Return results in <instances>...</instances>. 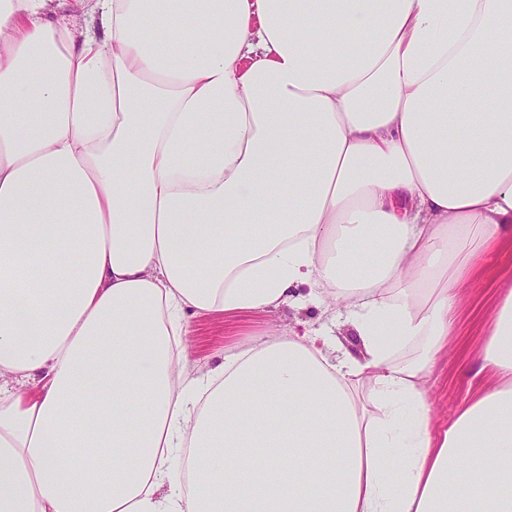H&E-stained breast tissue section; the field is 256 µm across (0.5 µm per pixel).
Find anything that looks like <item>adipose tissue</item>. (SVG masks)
Instances as JSON below:
<instances>
[{
	"label": "adipose tissue",
	"instance_id": "1",
	"mask_svg": "<svg viewBox=\"0 0 512 512\" xmlns=\"http://www.w3.org/2000/svg\"><path fill=\"white\" fill-rule=\"evenodd\" d=\"M507 244L512 0H0V512H512V291L425 387ZM299 283L358 351L184 377ZM490 275L475 285H464L463 299L456 311L457 336L450 341L451 358L442 357L431 368L426 385L436 422L449 421L459 405L494 384L491 374L474 376L472 359L486 341L496 304L501 294L512 289V249L486 253L477 263Z\"/></svg>",
	"mask_w": 512,
	"mask_h": 512
}]
</instances>
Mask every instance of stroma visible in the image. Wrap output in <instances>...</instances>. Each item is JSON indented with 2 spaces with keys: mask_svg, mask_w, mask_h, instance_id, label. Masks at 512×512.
Returning <instances> with one entry per match:
<instances>
[{
  "mask_svg": "<svg viewBox=\"0 0 512 512\" xmlns=\"http://www.w3.org/2000/svg\"><path fill=\"white\" fill-rule=\"evenodd\" d=\"M479 264L488 269L489 275L477 285H464L455 317L457 334L449 344L450 356L436 361L426 378L433 416L439 423L450 420L466 398L494 383L491 374L475 375L472 359L486 341L485 332L500 295L512 289V249L485 254ZM298 319L316 327L330 326L345 345L356 341L349 326L333 324L329 310L311 303L249 315H200L192 321L191 355L185 371L197 375L203 367L221 364L225 355L242 346L270 336L286 335Z\"/></svg>",
  "mask_w": 512,
  "mask_h": 512,
  "instance_id": "obj_1",
  "label": "stroma"
}]
</instances>
